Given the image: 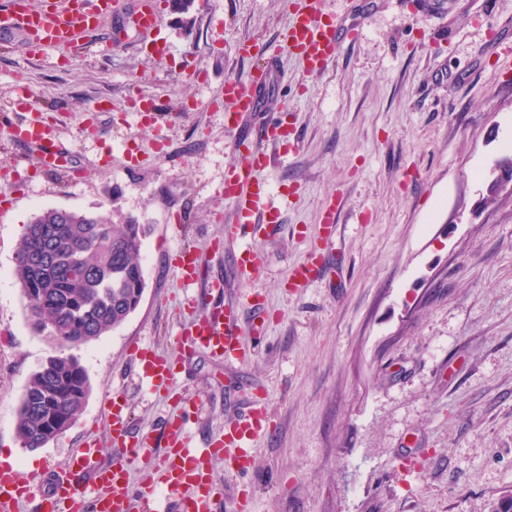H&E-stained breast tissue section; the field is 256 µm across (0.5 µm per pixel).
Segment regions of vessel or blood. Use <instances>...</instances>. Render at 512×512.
Returning a JSON list of instances; mask_svg holds the SVG:
<instances>
[{"mask_svg": "<svg viewBox=\"0 0 512 512\" xmlns=\"http://www.w3.org/2000/svg\"><path fill=\"white\" fill-rule=\"evenodd\" d=\"M315 4L316 0H294L291 19L277 43L237 42L236 54L257 60L258 66L248 83L225 81L216 96L224 104V126L229 130H240L243 122L253 116L261 118L258 127L246 135L245 152L224 178V197L233 205L231 221L224 226V238L237 244V270L242 274L258 264L255 248L241 242L244 229L251 226L266 230L280 224L283 218L282 207L270 202L272 188L267 172L271 157L262 145L277 144L292 135L277 113H262L261 93L272 82L274 64L281 56L294 57L311 76L323 72L336 56L341 25L321 19ZM121 11V0H0V31L21 33L32 54L65 53L80 48L89 30ZM158 22L151 0H143L140 8L114 30L110 44L122 46L131 33L155 29ZM129 105L140 124H158L161 113L153 98L140 95L131 98ZM12 109L20 115L11 130L12 141L33 148L40 168L69 169L70 161L59 137L32 93L18 90ZM339 207L335 198L325 207L319 243L291 269L289 287H306L327 269L325 256L336 237ZM177 268L183 287L201 282V266L194 251L180 249ZM177 341L184 350L203 352L228 364L243 362L250 355L238 310L215 302L207 303L203 311H191L177 333ZM132 353L143 379L153 390L167 389L174 378V366L168 357L138 345L133 346ZM267 416L264 398L256 397L246 415L226 423L218 438L212 439L203 452L195 453L191 450L185 413L169 417L163 439L149 433L137 436L132 432L131 411L124 395H107L102 420L113 447L111 462L98 464L99 448L86 444L72 456L58 478L52 479L48 490L38 495L17 472L1 470L0 512H18V505L24 500L33 502L35 512H158L159 495L163 492L174 498L177 512H214V460L228 459L238 473L247 470L252 464L255 441L268 432ZM159 445L165 446L164 454H156ZM137 467L152 469L156 479L132 495L127 487Z\"/></svg>", "mask_w": 512, "mask_h": 512, "instance_id": "vessel-or-blood-1", "label": "vessel or blood"}]
</instances>
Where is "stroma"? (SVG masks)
Here are the masks:
<instances>
[{"mask_svg": "<svg viewBox=\"0 0 512 512\" xmlns=\"http://www.w3.org/2000/svg\"><path fill=\"white\" fill-rule=\"evenodd\" d=\"M158 28L105 54L109 26L90 33L67 65L31 56L0 33V192L16 204L0 220V456L34 462L31 479L59 471L88 442L108 447L102 401L119 392L137 428L160 430L184 402L196 447L265 396L271 434L245 475L213 463L216 512H489L512 490V198L477 205L478 182L512 143V0H319L354 40L321 75L284 58L274 103L294 136L269 146L272 185L292 194L276 229L254 241L252 279L233 273V250L214 249L232 205L222 192L238 160L224 111L208 108L225 80L248 81L240 40L275 41L289 0H155ZM52 109L84 174L34 168L13 144L17 87ZM152 96L173 113L162 131L126 115ZM106 100L110 111L92 112ZM136 144L141 163L124 153ZM340 196L332 279L288 288L316 243L328 201ZM115 211L147 228L139 308L108 335L76 348L91 391L76 424L45 447L22 448L15 409L29 376L60 349L35 330L13 275L25 227L45 208ZM194 249L206 274L225 276L224 302L265 298L250 358L222 369L182 358L188 318L173 261ZM141 345L175 362L154 394L131 368Z\"/></svg>", "mask_w": 512, "mask_h": 512, "instance_id": "35a3bbf8", "label": "stroma"}]
</instances>
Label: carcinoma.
<instances>
[{
	"label": "carcinoma",
	"instance_id": "1",
	"mask_svg": "<svg viewBox=\"0 0 512 512\" xmlns=\"http://www.w3.org/2000/svg\"><path fill=\"white\" fill-rule=\"evenodd\" d=\"M144 225L111 211L47 208L25 228L13 274L34 327L71 349L120 326L145 289ZM90 393L72 355L52 356L33 372L17 407L21 446L41 448L77 421Z\"/></svg>",
	"mask_w": 512,
	"mask_h": 512
}]
</instances>
